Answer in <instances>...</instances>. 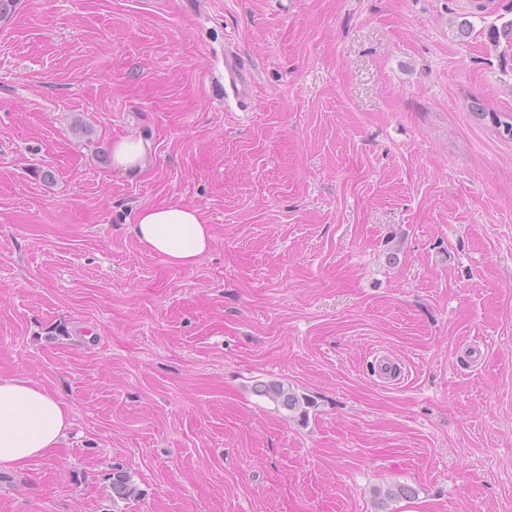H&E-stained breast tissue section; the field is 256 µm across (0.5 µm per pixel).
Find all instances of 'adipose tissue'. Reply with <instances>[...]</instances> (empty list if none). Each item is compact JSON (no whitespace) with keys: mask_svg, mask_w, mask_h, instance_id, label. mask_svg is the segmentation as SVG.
Listing matches in <instances>:
<instances>
[{"mask_svg":"<svg viewBox=\"0 0 512 512\" xmlns=\"http://www.w3.org/2000/svg\"><path fill=\"white\" fill-rule=\"evenodd\" d=\"M131 231L148 250L182 268L193 267L213 240L200 210L178 204L142 209ZM70 425L64 404L42 386L0 379V466L45 456Z\"/></svg>","mask_w":512,"mask_h":512,"instance_id":"adipose-tissue-1","label":"adipose tissue"}]
</instances>
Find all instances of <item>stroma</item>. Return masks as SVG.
<instances>
[{"instance_id":"obj_1","label":"stroma","mask_w":512,"mask_h":512,"mask_svg":"<svg viewBox=\"0 0 512 512\" xmlns=\"http://www.w3.org/2000/svg\"><path fill=\"white\" fill-rule=\"evenodd\" d=\"M511 21L512 0H16L0 378L73 425L0 468V512H378L396 484L388 512H512V140L471 110L512 114ZM228 47L253 110L224 103ZM168 204L211 226L192 268L129 231ZM118 470L138 494L116 503ZM147 145L143 140L121 137L112 143V163L129 175H134L145 166ZM260 392L277 406H281L289 411L300 410L302 416L308 413L306 406H312V401L309 398L299 396L279 382H270L264 385Z\"/></svg>"}]
</instances>
